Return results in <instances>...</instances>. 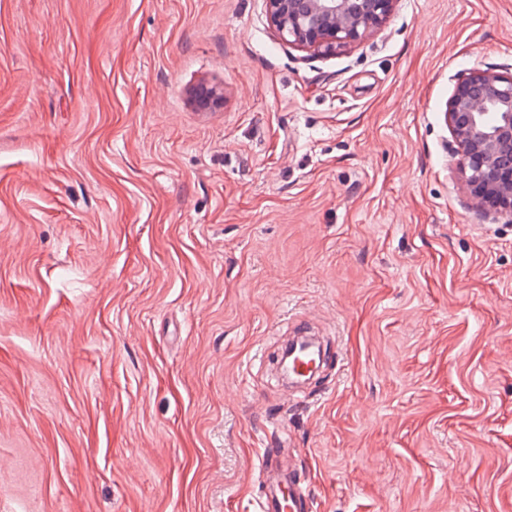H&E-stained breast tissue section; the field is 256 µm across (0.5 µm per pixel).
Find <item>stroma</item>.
Listing matches in <instances>:
<instances>
[{"label": "stroma", "instance_id": "1", "mask_svg": "<svg viewBox=\"0 0 512 512\" xmlns=\"http://www.w3.org/2000/svg\"><path fill=\"white\" fill-rule=\"evenodd\" d=\"M467 68L512 74V0H399L327 55L263 0H0V512H254L279 427L314 512H512ZM301 318L329 358L296 404Z\"/></svg>", "mask_w": 512, "mask_h": 512}]
</instances>
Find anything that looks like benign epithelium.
<instances>
[{"mask_svg":"<svg viewBox=\"0 0 512 512\" xmlns=\"http://www.w3.org/2000/svg\"><path fill=\"white\" fill-rule=\"evenodd\" d=\"M398 0H265L281 43L313 52L362 41ZM460 180L478 208L512 222V75L472 68L456 76L444 111Z\"/></svg>","mask_w":512,"mask_h":512,"instance_id":"7a95c632","label":"benign epithelium"}]
</instances>
